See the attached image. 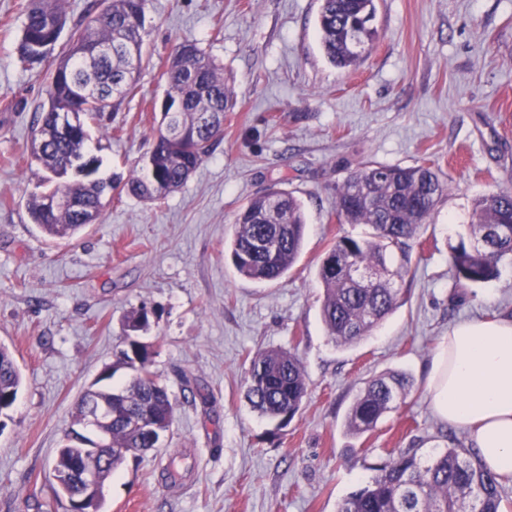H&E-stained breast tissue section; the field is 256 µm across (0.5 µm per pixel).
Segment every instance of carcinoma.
Returning <instances> with one entry per match:
<instances>
[{"label":"carcinoma","instance_id":"cac0c4a2","mask_svg":"<svg viewBox=\"0 0 512 512\" xmlns=\"http://www.w3.org/2000/svg\"><path fill=\"white\" fill-rule=\"evenodd\" d=\"M147 0H95L91 17L75 29L67 50L53 55L66 24L63 0H24V21L16 42L18 59L28 65L50 61L45 103L31 120L30 153L59 182L27 200L31 222L52 240L70 239L99 222L103 198L117 190L144 203L167 198L211 154L224 134V112L230 94L223 67L193 40L178 43L170 54L164 106L158 126L179 128L170 138L153 140L140 168L124 179L99 176L101 161L87 156V127L117 112L137 87L148 32ZM375 0H322L318 35L327 60L339 69L355 67L364 46L374 39L371 22ZM74 113L82 126L63 133L58 119ZM77 179L65 180L69 172ZM449 191L434 164L412 167L368 162L349 173L335 201L339 224H365V236L336 238L318 270L323 286L321 318L338 346L356 344L378 329L397 308L400 289L393 278L409 272L418 228L427 222ZM57 198L50 208L46 199ZM230 245L238 274L256 282L284 277L299 257L306 231L302 201L269 187L252 197L235 218ZM273 244L260 248L257 243ZM448 263L459 284H479L499 277L512 263V189L475 200L470 224L449 246ZM149 322L144 308L131 313L130 334L122 351L136 371L123 387L91 388L92 395L112 406L110 441L87 454L83 464L107 480L127 456L155 443L124 421V415L147 414L168 431L174 403L168 388L150 370L152 352L133 333ZM21 373L9 350L0 345V413L19 393ZM412 388L410 378L391 372L366 382L346 415L352 435L372 431L387 413L399 408ZM307 394L304 371L296 353L272 348L251 359L246 399L260 415L288 424ZM73 445L59 449L53 467L56 494L70 500L78 488L71 480ZM502 490L495 474L477 466L456 448H446L423 463L402 449L376 467L366 485L344 498L336 512H502Z\"/></svg>","mask_w":512,"mask_h":512}]
</instances>
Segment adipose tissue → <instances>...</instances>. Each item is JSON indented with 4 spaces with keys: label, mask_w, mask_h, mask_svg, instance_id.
<instances>
[{
    "label": "adipose tissue",
    "mask_w": 512,
    "mask_h": 512,
    "mask_svg": "<svg viewBox=\"0 0 512 512\" xmlns=\"http://www.w3.org/2000/svg\"><path fill=\"white\" fill-rule=\"evenodd\" d=\"M426 391L441 423L468 431L478 464L512 485V319L451 328L432 356Z\"/></svg>",
    "instance_id": "adipose-tissue-1"
}]
</instances>
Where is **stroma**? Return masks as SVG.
<instances>
[{"label": "stroma", "mask_w": 512, "mask_h": 512, "mask_svg": "<svg viewBox=\"0 0 512 512\" xmlns=\"http://www.w3.org/2000/svg\"><path fill=\"white\" fill-rule=\"evenodd\" d=\"M20 0H0V345L22 374L0 418V512H69L52 466L75 405L119 359L125 322L151 310L140 341L176 407L155 450L108 479L102 512H336L395 448L429 458L471 451L466 430L434 416L431 356L454 325L512 318V266L456 284L448 264L475 199L512 184V0H376V37L358 65L333 67L320 47V0H149L136 94L109 137L90 128L103 175H128L150 150L164 63L185 39L224 68L234 107L224 137L185 185L145 204L113 197L100 223L68 240L44 237L26 209L47 176L30 155L44 69L21 63ZM434 160L450 191L423 224L396 310L371 336L337 347L321 319L317 272L340 224L336 189L365 161ZM304 204L301 255L283 278H241L228 253L239 208L269 186ZM299 355L307 395L288 425L250 409V358ZM411 374L401 407L362 436L347 409L372 377Z\"/></svg>", "instance_id": "35a3bbf8"}]
</instances>
